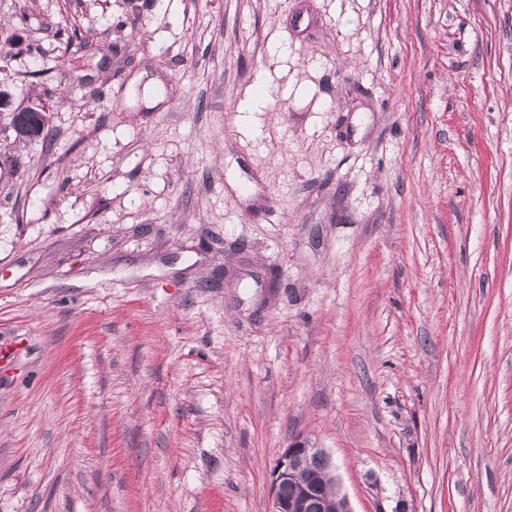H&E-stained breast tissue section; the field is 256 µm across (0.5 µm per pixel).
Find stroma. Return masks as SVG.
Listing matches in <instances>:
<instances>
[{"instance_id":"35a3bbf8","label":"stroma","mask_w":512,"mask_h":512,"mask_svg":"<svg viewBox=\"0 0 512 512\" xmlns=\"http://www.w3.org/2000/svg\"><path fill=\"white\" fill-rule=\"evenodd\" d=\"M1 90L0 512H270L297 442L512 512V0H0Z\"/></svg>"}]
</instances>
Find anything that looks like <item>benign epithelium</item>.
Segmentation results:
<instances>
[{
  "label": "benign epithelium",
  "mask_w": 512,
  "mask_h": 512,
  "mask_svg": "<svg viewBox=\"0 0 512 512\" xmlns=\"http://www.w3.org/2000/svg\"><path fill=\"white\" fill-rule=\"evenodd\" d=\"M313 460L321 464V469L311 475L310 462ZM302 475L311 476L313 485L322 488L324 504L334 501L336 512H351L346 499L339 494L336 477L323 451L311 448L303 442L289 446L275 462L269 487L272 502L270 512H312L314 497L309 492L304 491L292 496L284 493L285 487Z\"/></svg>",
  "instance_id": "benign-epithelium-1"
}]
</instances>
